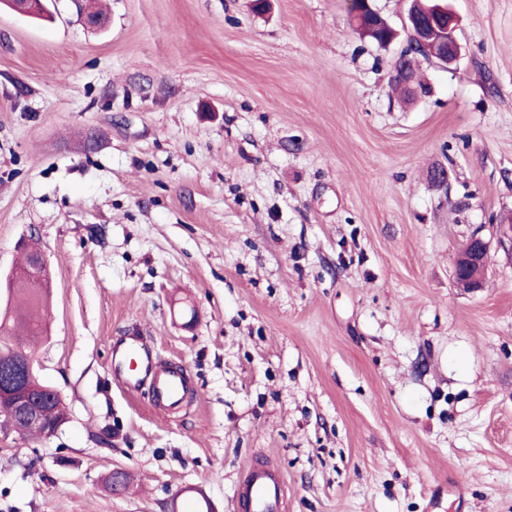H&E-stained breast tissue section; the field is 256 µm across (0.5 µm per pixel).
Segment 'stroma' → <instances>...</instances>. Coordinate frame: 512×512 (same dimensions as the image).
Here are the masks:
<instances>
[{"label":"stroma","instance_id":"obj_1","mask_svg":"<svg viewBox=\"0 0 512 512\" xmlns=\"http://www.w3.org/2000/svg\"><path fill=\"white\" fill-rule=\"evenodd\" d=\"M447 2L461 56L409 95L407 0H370L386 47L347 0L0 9V274L37 242L67 412L0 429V512H234L262 456L286 512H512V247L453 283L512 211V0ZM134 329L178 412L113 381ZM482 230L472 233L470 251L460 259L461 273L454 276L456 287L465 291H478L486 284V257L492 247V238L486 239L481 235Z\"/></svg>","mask_w":512,"mask_h":512}]
</instances>
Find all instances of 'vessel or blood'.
<instances>
[{
  "label": "vessel or blood",
  "mask_w": 512,
  "mask_h": 512,
  "mask_svg": "<svg viewBox=\"0 0 512 512\" xmlns=\"http://www.w3.org/2000/svg\"><path fill=\"white\" fill-rule=\"evenodd\" d=\"M112 376L129 393L150 386L157 405L165 410L179 407L183 400V374L166 368L142 336L132 334L113 342ZM286 497V482L270 462L244 467L235 491L243 512H284Z\"/></svg>",
  "instance_id": "obj_1"
}]
</instances>
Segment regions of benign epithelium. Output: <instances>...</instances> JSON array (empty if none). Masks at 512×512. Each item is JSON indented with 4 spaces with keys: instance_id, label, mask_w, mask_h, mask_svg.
<instances>
[{
    "instance_id": "1",
    "label": "benign epithelium",
    "mask_w": 512,
    "mask_h": 512,
    "mask_svg": "<svg viewBox=\"0 0 512 512\" xmlns=\"http://www.w3.org/2000/svg\"><path fill=\"white\" fill-rule=\"evenodd\" d=\"M41 0H11V9L19 15L32 17ZM404 26L412 38V64L425 59H435L450 65L461 54L457 37L458 17L448 6L436 4L426 16L410 10L404 18ZM469 254L460 259V272L455 274L456 287L465 291H478L486 284V257L492 247V239L476 230L470 239ZM54 396L35 379L34 360L0 358V425L14 427L21 419L44 437L55 435L59 426L47 421V406Z\"/></svg>"
}]
</instances>
